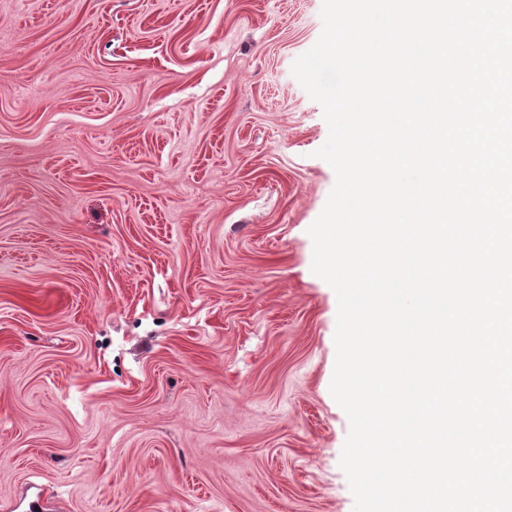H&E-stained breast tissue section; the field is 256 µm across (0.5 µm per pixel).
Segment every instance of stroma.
Returning a JSON list of instances; mask_svg holds the SVG:
<instances>
[{
    "label": "stroma",
    "mask_w": 512,
    "mask_h": 512,
    "mask_svg": "<svg viewBox=\"0 0 512 512\" xmlns=\"http://www.w3.org/2000/svg\"><path fill=\"white\" fill-rule=\"evenodd\" d=\"M322 0H0V512H353Z\"/></svg>",
    "instance_id": "35a3bbf8"
}]
</instances>
